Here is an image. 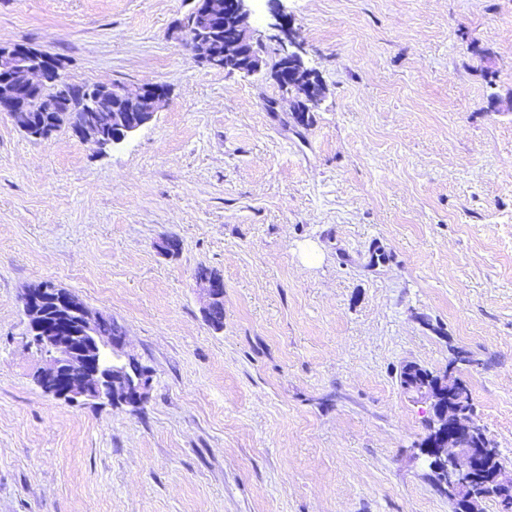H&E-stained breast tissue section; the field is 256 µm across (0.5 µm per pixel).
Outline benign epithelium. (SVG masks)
I'll use <instances>...</instances> for the list:
<instances>
[{"label":"benign epithelium","instance_id":"7a95c632","mask_svg":"<svg viewBox=\"0 0 512 512\" xmlns=\"http://www.w3.org/2000/svg\"><path fill=\"white\" fill-rule=\"evenodd\" d=\"M252 0H197L195 16L201 24L189 33L178 23L172 31L198 63L213 69L247 76L269 68L271 76L289 95L303 89L309 102L317 101L323 85L313 70L307 68L289 24L278 17L273 24L278 34L271 37L277 44L272 65L260 55H253L254 42L249 19ZM224 26V41L213 35V28ZM62 66L46 52L22 43L0 48V112L15 116L27 107L24 92L35 96L34 112L26 114L21 130L30 137L48 141L57 129L42 119L46 112L63 111L62 101L49 90ZM167 98L166 89L158 84L130 87L122 82L94 85L84 94L81 111L86 121L70 124L83 142L102 149L118 143L146 125ZM205 291V317L224 307V278L213 272L197 279ZM31 345L40 352L45 364L34 375L35 384L47 395L76 399L105 398L112 402L136 406L145 398L150 371L134 359L121 362L126 346L125 330L114 336L101 333L98 322L103 313L91 311L70 291L54 284L48 288H29L22 296ZM456 358L434 384H425L414 394L432 401L435 419L430 421L431 447L445 463L441 486L453 505V512H481L485 493H478L470 479L464 477L466 464L478 463L494 456L493 445L475 448L484 428L469 412H460L456 393L463 386ZM495 491L512 493V470L496 469L489 480Z\"/></svg>","mask_w":512,"mask_h":512}]
</instances>
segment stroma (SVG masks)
<instances>
[{"instance_id":"1","label":"stroma","mask_w":512,"mask_h":512,"mask_svg":"<svg viewBox=\"0 0 512 512\" xmlns=\"http://www.w3.org/2000/svg\"><path fill=\"white\" fill-rule=\"evenodd\" d=\"M193 6L0 0L69 82L169 92L104 149L0 112V512H452L400 371L467 351L512 468V0H281L325 88L302 121L172 38ZM41 282L124 326L144 404L37 387ZM26 123L21 125V130L30 137H34L39 140L48 141L52 138L55 132L59 128L50 126L47 122L42 119L39 113H25ZM197 282L203 285L202 289L205 291L204 315L209 319L212 312L224 307V278L211 271L210 275L197 278Z\"/></svg>"}]
</instances>
